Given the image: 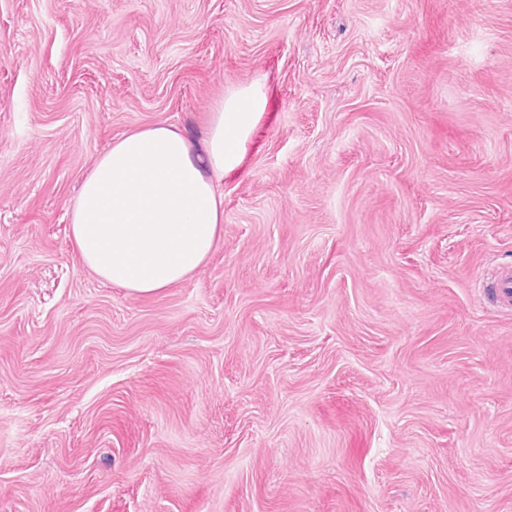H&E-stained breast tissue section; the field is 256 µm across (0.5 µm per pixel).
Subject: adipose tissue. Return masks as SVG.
Listing matches in <instances>:
<instances>
[{"label":"adipose tissue","instance_id":"adipose-tissue-1","mask_svg":"<svg viewBox=\"0 0 512 512\" xmlns=\"http://www.w3.org/2000/svg\"><path fill=\"white\" fill-rule=\"evenodd\" d=\"M266 106L264 80L229 89L206 116L200 150L164 122L114 139L70 208L73 244L85 267L139 295L200 268L222 233L224 196L216 184L241 170Z\"/></svg>","mask_w":512,"mask_h":512}]
</instances>
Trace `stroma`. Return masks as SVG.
<instances>
[{"mask_svg": "<svg viewBox=\"0 0 512 512\" xmlns=\"http://www.w3.org/2000/svg\"><path fill=\"white\" fill-rule=\"evenodd\" d=\"M268 105L200 270L100 280L124 132ZM512 0H0V512H512ZM485 297L506 312L512 311V267L499 266L482 281Z\"/></svg>", "mask_w": 512, "mask_h": 512, "instance_id": "obj_1", "label": "stroma"}]
</instances>
